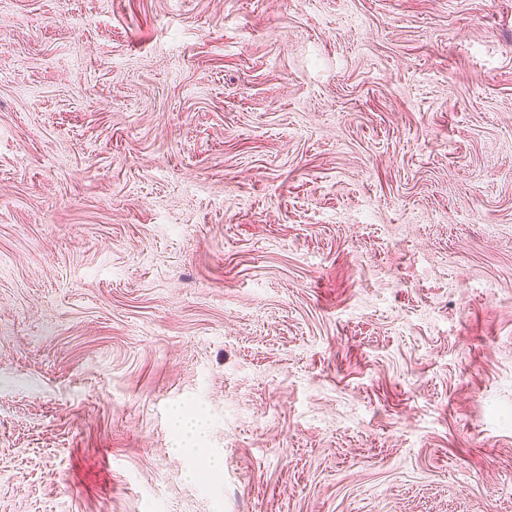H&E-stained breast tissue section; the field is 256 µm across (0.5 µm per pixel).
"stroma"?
Masks as SVG:
<instances>
[{
  "label": "stroma",
  "instance_id": "obj_1",
  "mask_svg": "<svg viewBox=\"0 0 512 512\" xmlns=\"http://www.w3.org/2000/svg\"><path fill=\"white\" fill-rule=\"evenodd\" d=\"M0 512H512V0H0ZM178 430L180 431L183 440L186 442L185 445L176 448L180 451H194L193 441L201 434L203 423L198 418L187 417L179 415L177 417Z\"/></svg>",
  "mask_w": 512,
  "mask_h": 512
}]
</instances>
